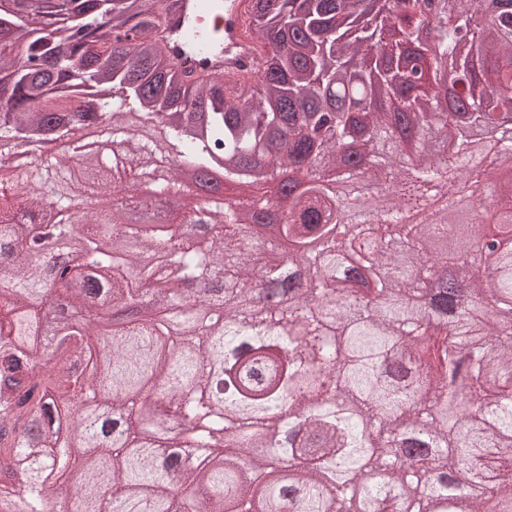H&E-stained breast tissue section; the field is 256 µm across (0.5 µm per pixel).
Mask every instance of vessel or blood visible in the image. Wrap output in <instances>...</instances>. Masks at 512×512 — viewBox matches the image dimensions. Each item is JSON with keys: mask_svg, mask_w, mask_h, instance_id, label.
Wrapping results in <instances>:
<instances>
[{"mask_svg": "<svg viewBox=\"0 0 512 512\" xmlns=\"http://www.w3.org/2000/svg\"><path fill=\"white\" fill-rule=\"evenodd\" d=\"M204 0H190L181 11V23L169 32L167 50L180 69L196 73L223 75L231 81L254 76L261 67L262 54L248 32L250 0H224L215 24L219 28L221 49L193 40L192 22L197 19Z\"/></svg>", "mask_w": 512, "mask_h": 512, "instance_id": "obj_1", "label": "vessel or blood"}]
</instances>
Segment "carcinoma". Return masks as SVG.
Wrapping results in <instances>:
<instances>
[{
    "mask_svg": "<svg viewBox=\"0 0 512 512\" xmlns=\"http://www.w3.org/2000/svg\"><path fill=\"white\" fill-rule=\"evenodd\" d=\"M180 0H0V172L45 130L81 148L88 129L125 144L83 153L96 211L71 220L68 159L33 153L0 186V477L21 484L14 512H48L51 489L91 512H512V190L492 222L452 249L430 201L454 211V188L480 201L512 171V130L491 161L462 168L468 133L442 100L473 105L469 127L512 113V12L478 18L479 0H252L267 44L263 68L234 82L180 70L166 51ZM127 42L120 51L114 43ZM377 79L378 108L342 92ZM89 105L72 115L71 101ZM139 114L164 124L165 147L201 174L250 188L200 202L169 173L159 188L179 224H128L112 183L154 176L135 160L159 152L128 131ZM371 184L379 204L357 219L336 210L327 183ZM52 189L58 219H36ZM29 217L28 235L11 212ZM276 213L275 240L253 237ZM486 244L475 265L473 248ZM73 237L68 279L55 278L57 240ZM297 252L286 306L224 304L193 285H282L258 253ZM105 285L112 309L153 291L138 322L101 328L84 283ZM83 316L74 315L77 308ZM54 310L45 346L42 313ZM208 467L167 459L226 448ZM262 452L243 463L241 452Z\"/></svg>",
    "mask_w": 512,
    "mask_h": 512,
    "instance_id": "carcinoma-1",
    "label": "carcinoma"
}]
</instances>
